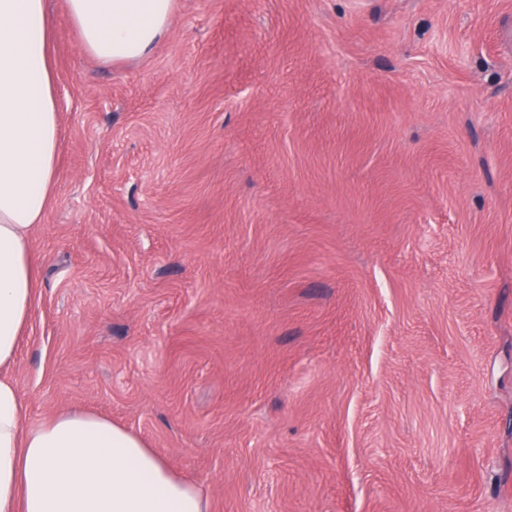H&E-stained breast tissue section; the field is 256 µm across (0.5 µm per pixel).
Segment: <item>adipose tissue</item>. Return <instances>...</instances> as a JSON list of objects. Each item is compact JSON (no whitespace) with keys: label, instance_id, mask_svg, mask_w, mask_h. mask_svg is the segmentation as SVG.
I'll return each mask as SVG.
<instances>
[{"label":"adipose tissue","instance_id":"obj_1","mask_svg":"<svg viewBox=\"0 0 512 512\" xmlns=\"http://www.w3.org/2000/svg\"><path fill=\"white\" fill-rule=\"evenodd\" d=\"M83 49L145 56L173 0H65ZM48 0H0V512H209L134 432L68 411L25 429L28 407L5 371L29 324L38 281L31 235L53 200L59 124Z\"/></svg>","mask_w":512,"mask_h":512}]
</instances>
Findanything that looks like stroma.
<instances>
[{"label": "stroma", "mask_w": 512, "mask_h": 512, "mask_svg": "<svg viewBox=\"0 0 512 512\" xmlns=\"http://www.w3.org/2000/svg\"><path fill=\"white\" fill-rule=\"evenodd\" d=\"M49 3L26 428L210 512H512V0H174L109 63Z\"/></svg>", "instance_id": "1"}]
</instances>
